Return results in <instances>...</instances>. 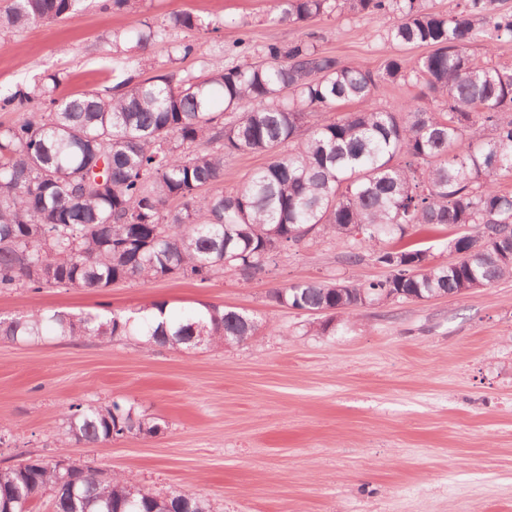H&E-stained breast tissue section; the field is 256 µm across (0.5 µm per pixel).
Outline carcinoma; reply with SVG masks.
<instances>
[{
    "instance_id": "cac0c4a2",
    "label": "carcinoma",
    "mask_w": 512,
    "mask_h": 512,
    "mask_svg": "<svg viewBox=\"0 0 512 512\" xmlns=\"http://www.w3.org/2000/svg\"><path fill=\"white\" fill-rule=\"evenodd\" d=\"M84 0H10L0 39L36 22H56ZM273 20L305 23L337 12L389 21L392 47H424L412 68L392 55L373 72L317 45V37L270 42L256 59L239 30L241 62H213L200 76L178 67L195 53L178 30L219 29L190 13L141 21L112 34L118 80L104 92L55 96L48 75L0 91V293L46 286L107 288L170 276L206 282L226 271L244 280L273 257L317 237L346 246L357 265L369 256L381 280L317 281L277 288L270 301L323 315L316 334L334 335L359 311L435 296L464 297L512 278V67L479 59L474 42L512 40V11L498 0H459L440 12L429 0H272ZM167 42L175 66L146 77L144 56ZM421 86L395 110L373 104L383 83ZM359 109L311 125L318 112ZM288 144L286 155L278 149ZM241 153L270 161L224 187V162ZM465 233L448 241L453 258L435 264L416 245L390 247L419 226ZM255 315L203 305L163 323L141 310L104 315L31 311L0 317V337L56 336L108 342L140 336L147 345L235 346L257 335ZM65 435L89 444L162 430L137 405L72 404ZM53 492L55 512H211L203 498L152 494L119 473L85 464L64 479L49 461L0 468V512H31Z\"/></svg>"
}]
</instances>
